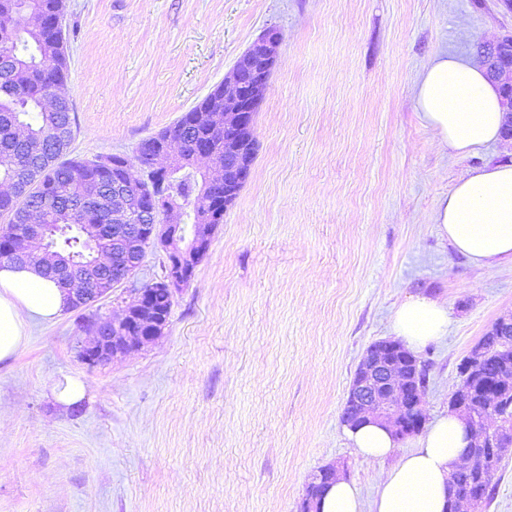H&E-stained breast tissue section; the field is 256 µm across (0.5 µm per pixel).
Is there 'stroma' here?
<instances>
[{
	"mask_svg": "<svg viewBox=\"0 0 512 512\" xmlns=\"http://www.w3.org/2000/svg\"><path fill=\"white\" fill-rule=\"evenodd\" d=\"M281 41L254 114L255 157L206 257L153 343L97 366L88 319L121 293L35 322L0 364V512H297L337 467L364 512L385 462L362 457L342 412L367 347L410 297L444 301L446 336L418 351L427 419L459 366L512 314V264L476 266L434 223L471 169L512 162L498 141L438 149L416 109L429 60L477 57L512 30L500 0H64L70 159L122 154L222 83L266 29ZM85 399H53L67 378Z\"/></svg>",
	"mask_w": 512,
	"mask_h": 512,
	"instance_id": "obj_1",
	"label": "stroma"
}]
</instances>
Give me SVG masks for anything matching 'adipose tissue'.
Returning a JSON list of instances; mask_svg holds the SVG:
<instances>
[{
    "label": "adipose tissue",
    "mask_w": 512,
    "mask_h": 512,
    "mask_svg": "<svg viewBox=\"0 0 512 512\" xmlns=\"http://www.w3.org/2000/svg\"><path fill=\"white\" fill-rule=\"evenodd\" d=\"M415 102L440 148L467 155L500 137L499 94L480 63L435 56L416 83ZM434 222L440 236L472 263H512V163L468 172L440 200ZM67 307V292L36 267L0 265V362L17 355L32 322L54 320ZM450 321L444 302L420 295L395 309L391 330L416 351L444 336ZM347 436L371 459L385 457L395 444L390 432L373 422ZM467 443L460 417L434 419L418 446L381 474L371 512H449L448 475Z\"/></svg>",
    "instance_id": "obj_1"
}]
</instances>
